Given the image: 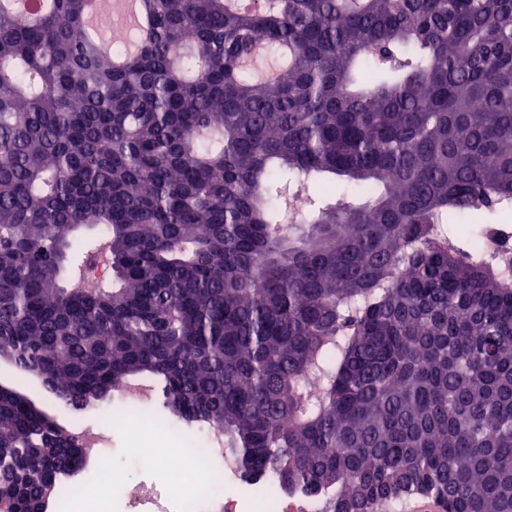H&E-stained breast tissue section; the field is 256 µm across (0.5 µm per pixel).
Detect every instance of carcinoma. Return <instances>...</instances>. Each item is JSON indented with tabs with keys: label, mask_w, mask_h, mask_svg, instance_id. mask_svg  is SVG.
I'll return each instance as SVG.
<instances>
[{
	"label": "carcinoma",
	"mask_w": 512,
	"mask_h": 512,
	"mask_svg": "<svg viewBox=\"0 0 512 512\" xmlns=\"http://www.w3.org/2000/svg\"><path fill=\"white\" fill-rule=\"evenodd\" d=\"M1 2L0 360L75 411L147 379L325 512H512V279L436 234L512 202V0H141L110 56L90 0ZM81 462L0 393V512Z\"/></svg>",
	"instance_id": "1"
}]
</instances>
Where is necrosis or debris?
Instances as JSON below:
<instances>
[{
  "label": "necrosis or debris",
  "mask_w": 512,
  "mask_h": 512,
  "mask_svg": "<svg viewBox=\"0 0 512 512\" xmlns=\"http://www.w3.org/2000/svg\"><path fill=\"white\" fill-rule=\"evenodd\" d=\"M122 396L129 412L110 417L107 429L90 430L78 418L70 425L90 463L99 465L107 459L112 430L128 428L146 398L140 387L126 388ZM160 462L167 476L163 488L145 484L136 476L108 474L101 480L98 493L85 495L88 512H98L119 493L127 500V512H322L320 497L300 489L286 490L268 474L254 481L261 494L253 501L231 492L237 481L236 465L224 452L223 436L214 431L206 433L200 450L184 448L166 454Z\"/></svg>",
  "instance_id": "1"
}]
</instances>
